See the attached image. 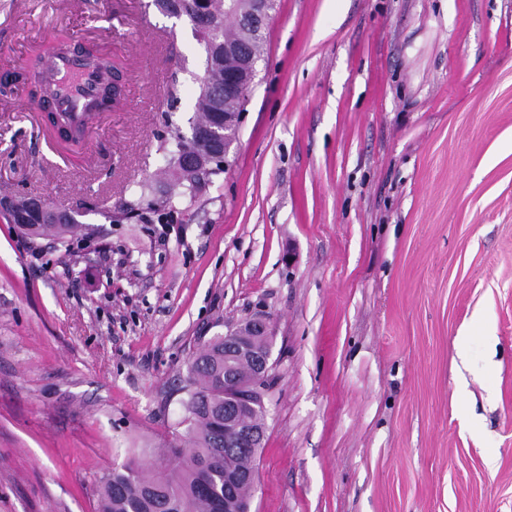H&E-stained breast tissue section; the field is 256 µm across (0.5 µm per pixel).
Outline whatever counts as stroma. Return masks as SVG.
<instances>
[{
  "mask_svg": "<svg viewBox=\"0 0 512 512\" xmlns=\"http://www.w3.org/2000/svg\"><path fill=\"white\" fill-rule=\"evenodd\" d=\"M60 38L122 62L75 153L14 79ZM203 72L154 0H0V197L84 205L95 237L0 213V512H96L172 441L188 360L258 314L251 512H512V0H277L229 166L162 219L140 186Z\"/></svg>",
  "mask_w": 512,
  "mask_h": 512,
  "instance_id": "stroma-1",
  "label": "stroma"
}]
</instances>
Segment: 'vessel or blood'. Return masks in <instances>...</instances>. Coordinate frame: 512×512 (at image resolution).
I'll return each instance as SVG.
<instances>
[{
	"label": "vessel or blood",
	"instance_id": "b4317fda",
	"mask_svg": "<svg viewBox=\"0 0 512 512\" xmlns=\"http://www.w3.org/2000/svg\"><path fill=\"white\" fill-rule=\"evenodd\" d=\"M42 77L56 92L57 109L82 118L84 104L99 80L96 70L64 49L45 65Z\"/></svg>",
	"mask_w": 512,
	"mask_h": 512
}]
</instances>
